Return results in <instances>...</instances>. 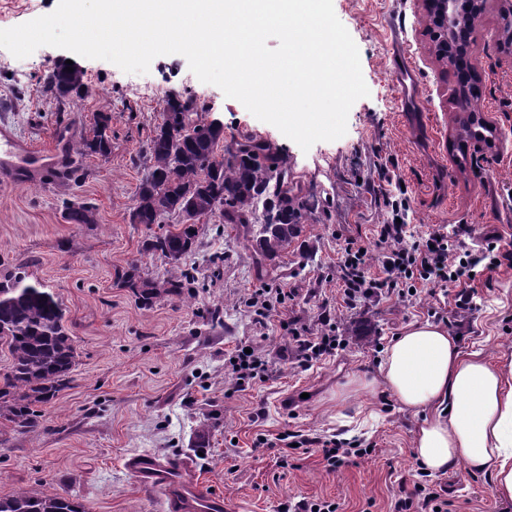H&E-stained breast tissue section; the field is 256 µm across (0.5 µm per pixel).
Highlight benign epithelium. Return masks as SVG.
Returning <instances> with one entry per match:
<instances>
[{
  "mask_svg": "<svg viewBox=\"0 0 512 512\" xmlns=\"http://www.w3.org/2000/svg\"><path fill=\"white\" fill-rule=\"evenodd\" d=\"M429 21V31L434 42L435 55L453 68H465L475 75L476 54L480 21L489 0H422ZM500 4L503 30L500 49L512 55V0H496ZM452 100L458 111L462 127L473 133L476 146L490 148L495 136L484 131L496 132L493 122L485 115L470 109L468 84L459 82L453 90Z\"/></svg>",
  "mask_w": 512,
  "mask_h": 512,
  "instance_id": "1",
  "label": "benign epithelium"
}]
</instances>
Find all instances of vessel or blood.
Masks as SVG:
<instances>
[{
  "mask_svg": "<svg viewBox=\"0 0 512 512\" xmlns=\"http://www.w3.org/2000/svg\"><path fill=\"white\" fill-rule=\"evenodd\" d=\"M394 55L397 59L395 69L405 90V103L421 108V92L413 79L405 52L398 48ZM59 162V151H35L17 141L8 127H0V179L21 183L29 180L36 171L51 176ZM127 466L146 486L171 491V512H224L221 499L197 490L190 493L178 491L179 476L186 468L184 461L170 459L160 462L147 455H135L128 459Z\"/></svg>",
  "mask_w": 512,
  "mask_h": 512,
  "instance_id": "b4317fda",
  "label": "vessel or blood"
}]
</instances>
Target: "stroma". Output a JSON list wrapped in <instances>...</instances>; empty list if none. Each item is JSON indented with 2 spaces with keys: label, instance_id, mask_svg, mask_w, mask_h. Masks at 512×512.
I'll use <instances>...</instances> for the list:
<instances>
[{
  "label": "stroma",
  "instance_id": "35a3bbf8",
  "mask_svg": "<svg viewBox=\"0 0 512 512\" xmlns=\"http://www.w3.org/2000/svg\"><path fill=\"white\" fill-rule=\"evenodd\" d=\"M333 8L359 50L369 94L352 105L343 137L306 151L201 82L182 55L156 57L148 73L131 74L52 46L23 59L0 48V125L39 151L66 131L72 168L65 176L0 181V265H26L59 296L79 352L69 388L44 406L39 427L0 445V494L34 486L73 495L88 512H168L167 493L143 486L126 465L145 454L186 460L183 485L211 489L225 512H281L302 499L334 502L337 512H397L417 468L413 438L423 415L402 409L382 387L343 395L341 385L354 373L376 376L384 346L416 322H442L464 351L488 360L512 357V267L497 270L491 285L476 281L474 307L462 314L440 290L348 307L338 272L347 240L358 239L370 272L378 273L376 230L390 218L383 194L399 182L413 237L463 228L473 249L493 234L512 244V57L498 47L497 6L482 20L477 53L478 110L499 138L492 149L460 137L451 101L456 74L429 50L421 0H333ZM397 45L423 92L422 111L401 109L391 69ZM66 60L84 71L89 95L62 111L41 96L39 82ZM171 90L196 99L202 120L223 123L224 146L255 137L286 157L289 186L316 205L287 257L261 268L236 225L200 221L189 259L199 287L146 309L114 279L132 263L152 277L170 267L143 250L162 225L131 223L130 213ZM100 112L110 117V155L76 154L74 144L91 135ZM69 203L95 206L96 223H68ZM266 287L288 289V314L298 327L318 330L329 314L341 341L336 352L307 369L284 355L287 335L273 327L260 332L246 305ZM352 321L371 326L373 340L348 335ZM240 344L262 350L275 375L234 393L228 359ZM204 422L211 432L202 445L195 433ZM284 431L333 438L367 454L331 473L317 449H298L280 468L254 441ZM428 482L441 489L447 512H512V502L495 497L490 474H469L463 464L429 474Z\"/></svg>",
  "mask_w": 512,
  "mask_h": 512
}]
</instances>
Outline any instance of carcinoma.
I'll return each instance as SVG.
<instances>
[{"instance_id":"obj_1","label":"carcinoma","mask_w":512,"mask_h":512,"mask_svg":"<svg viewBox=\"0 0 512 512\" xmlns=\"http://www.w3.org/2000/svg\"><path fill=\"white\" fill-rule=\"evenodd\" d=\"M66 67L56 65L41 85L42 95L62 106L88 94L83 71ZM197 111L191 97L168 92L161 105L162 123L147 145L148 171L138 186L131 223L157 224L163 216L178 222L144 245L146 252L170 261L169 275L144 276L136 264L117 274V284L130 289L145 307L179 296L187 287L189 275L182 264L195 251L200 219L246 229L259 225L249 237L250 246L259 260L274 261L288 255L315 207L311 197L288 187L287 161L263 142L245 139L217 154L224 127L215 119L192 120ZM108 122V115L97 114L92 137L78 145L77 153L109 155ZM65 218L70 224L96 222L94 208L84 203L68 206ZM0 345L10 355L8 366L0 370L2 444L7 433L25 434L39 426L40 407L69 388L78 364L61 300L44 285L26 282L23 264L0 270ZM0 512H85V507L66 492L19 488L0 495Z\"/></svg>"}]
</instances>
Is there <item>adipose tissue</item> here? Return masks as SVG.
Segmentation results:
<instances>
[{
    "label": "adipose tissue",
    "instance_id": "obj_1",
    "mask_svg": "<svg viewBox=\"0 0 512 512\" xmlns=\"http://www.w3.org/2000/svg\"><path fill=\"white\" fill-rule=\"evenodd\" d=\"M379 373L398 404L425 414L414 436L421 467L490 472L494 494L512 501V360L464 351L447 328L425 322L391 340Z\"/></svg>",
    "mask_w": 512,
    "mask_h": 512
}]
</instances>
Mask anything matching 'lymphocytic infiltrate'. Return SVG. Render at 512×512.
<instances>
[{"mask_svg": "<svg viewBox=\"0 0 512 512\" xmlns=\"http://www.w3.org/2000/svg\"><path fill=\"white\" fill-rule=\"evenodd\" d=\"M391 209V221L380 225L377 230L379 243L385 244L379 275H371L365 265L366 248L357 241H348L339 264L340 280L343 284V299L346 305H354L374 296H409L417 286L446 288L455 280L469 278L482 272H495L502 266L512 267V250L487 242L486 246L473 250L461 238H449L443 229L431 231L421 243L412 244L407 240V226L401 221L406 209L405 198L391 196L387 199ZM287 296L281 288L262 289L251 294L247 300L260 327H267L270 319H277L282 330L290 331L291 339L298 352L300 366L307 367L323 356L332 354L336 336L330 329L329 316H322L319 332L292 329L288 312L283 304ZM234 379L233 391L246 390L254 381H267L273 370L269 359L259 349L251 352L236 350L229 359ZM256 446L273 452L277 460H284L291 446H318L328 471H336L348 458H360L366 451L362 448H342L335 440L313 438L299 433H281L276 437L259 435Z\"/></svg>", "mask_w": 512, "mask_h": 512, "instance_id": "f902f5d3", "label": "lymphocytic infiltrate"}]
</instances>
